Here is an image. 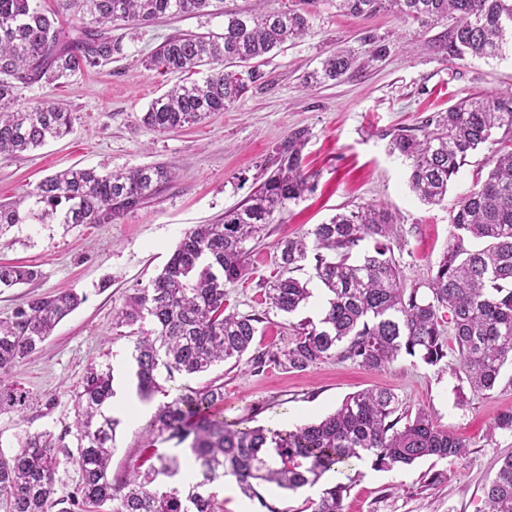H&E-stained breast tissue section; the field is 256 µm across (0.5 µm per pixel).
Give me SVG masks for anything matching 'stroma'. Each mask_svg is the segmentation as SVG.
Masks as SVG:
<instances>
[{
	"label": "stroma",
	"instance_id": "35a3bbf8",
	"mask_svg": "<svg viewBox=\"0 0 512 512\" xmlns=\"http://www.w3.org/2000/svg\"><path fill=\"white\" fill-rule=\"evenodd\" d=\"M336 3L316 0L311 36L266 55L261 63L266 83L198 125L158 132L143 124L151 101L179 77L145 69L142 59L167 37L222 32L220 17L160 18L125 37L121 58L62 84L41 80L19 86L20 102L62 104L72 114L73 128L36 150L0 159V201L14 200L69 167L106 174L159 164L171 168L175 178L158 196L109 224H17L0 235V264L28 265L38 272L30 283L0 288V319L35 295L72 289L84 297L40 349L13 369L9 380L28 391L30 405L23 422L0 414L1 451L17 449L29 432L58 435L73 428L74 391L89 365L111 366L116 397L135 390L134 329L115 326V311L149 285L185 231L221 220L257 189L273 170L275 148L294 129L309 132L303 154L315 189L267 225L252 255L251 274L226 287L231 311L264 317L255 347H284L297 324L320 318L322 289H315L306 307L288 315L268 310L265 288L279 272L278 242L328 222L337 212L384 204L397 226L393 249L407 282L427 279L450 243L452 206L477 178L486 177L487 159L496 147L488 142L469 153L447 201L429 206L411 190L409 163L390 153L387 134L416 128L426 116L474 93L512 96V52L451 64L438 48L448 23L422 27L387 13L354 17L341 13ZM339 45L357 50L353 69L339 79L304 87L305 76ZM378 46L383 54L372 58ZM503 375L494 390L473 394L452 352L434 367L404 357L382 371L329 360L301 372L270 364L246 373L226 362L188 378L187 384L195 388L221 379L226 422L280 430L323 418L357 391L383 387L398 396L401 410L427 412L435 426L471 446L463 459L429 458L390 471H329L316 486L294 493L262 486L252 499L228 478L213 486L224 512H312L322 489L339 482L350 487L342 512H480L482 488L497 460L512 453V434L490 430L498 414L512 410V367H504ZM143 424V419L121 416L113 476L124 475L141 458ZM429 472L441 473V482L427 484Z\"/></svg>",
	"mask_w": 512,
	"mask_h": 512
}]
</instances>
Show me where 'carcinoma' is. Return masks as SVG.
I'll list each match as a JSON object with an SVG mask.
<instances>
[{
  "mask_svg": "<svg viewBox=\"0 0 512 512\" xmlns=\"http://www.w3.org/2000/svg\"><path fill=\"white\" fill-rule=\"evenodd\" d=\"M33 0H0V158L7 159L67 135L72 115L49 102L24 105L17 85L57 81L124 53L112 28L137 30L170 15L224 17V32L185 33L166 38L142 60L148 69L183 75L151 101L142 117L166 132L199 124L225 111L264 83L261 60L310 34V12L285 8L266 12L232 9L224 0H58L43 12ZM355 17L389 12L421 27L452 21L439 44L450 60L501 54L512 28V0H338ZM355 52L338 47L309 78L336 80L353 66ZM209 67L203 82L191 79ZM512 133V98L474 94L444 112L425 117L417 132H390L389 146L409 160V184L419 199L440 205L467 155L492 140L495 130ZM308 131L299 128L275 149V169L217 224L188 229L161 272L115 312L117 325L144 320L151 328L133 341L136 390L149 402L163 396L143 428L148 455L131 471L112 478V451L120 421L103 412L114 395L111 368L90 366L76 393L75 431L27 434L14 452L0 451V504L5 512H221L211 486L227 477L248 498L271 484L296 491L316 484L328 471L349 470L368 459L378 470L409 466L426 458L461 459L469 444L434 426L419 410L399 412V399L383 388L346 397L321 420L279 431L237 428L224 421V384L198 388L165 386L177 376L192 377L218 362L240 363L256 336L257 315L227 310L225 287L249 273L253 247L266 225L287 204L313 190L303 173ZM490 159L486 179L457 200L449 218L450 243L427 282L407 286L391 240L396 225L381 204H363L315 224L277 244L280 274L266 289L269 308L285 314L307 304L308 284L319 281L329 298L318 322L304 321L294 338L276 351L255 352L246 362L258 372L273 363L305 371L325 360L349 361L381 371L403 356L430 366L458 354L471 391L493 390L512 357V138ZM173 173L162 165L133 167L100 175L68 168L40 181L20 198L0 202V234L15 224H110L159 195ZM373 248L353 251L365 240ZM314 260L303 281L295 273ZM30 266L0 265V288L34 280ZM83 299L74 291L30 299L0 319V413L25 420L29 393L6 382L17 363L34 353L58 323ZM452 331L444 336V328ZM73 436L75 449L65 443ZM183 446L196 481L170 486L181 473L177 455L157 445ZM62 465L77 470L74 490L55 497L54 475ZM349 485L337 483L312 502V512H341ZM482 512H512V454L498 462L483 487Z\"/></svg>",
  "mask_w": 512,
  "mask_h": 512,
  "instance_id": "carcinoma-1",
  "label": "carcinoma"
}]
</instances>
